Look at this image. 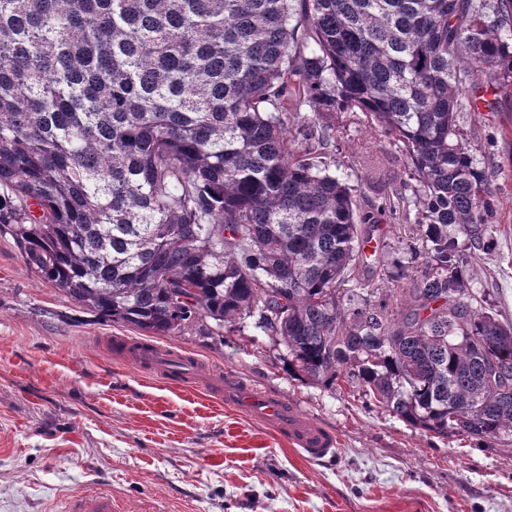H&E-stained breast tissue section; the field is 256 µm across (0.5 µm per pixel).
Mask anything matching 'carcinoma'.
<instances>
[{"instance_id": "1", "label": "carcinoma", "mask_w": 512, "mask_h": 512, "mask_svg": "<svg viewBox=\"0 0 512 512\" xmlns=\"http://www.w3.org/2000/svg\"><path fill=\"white\" fill-rule=\"evenodd\" d=\"M509 84L512 0H0V237L114 322L252 318L288 375L491 448L512 324L467 286L495 203L459 119ZM350 114L403 149L426 225L395 312L337 293L378 269L328 171Z\"/></svg>"}]
</instances>
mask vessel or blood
Wrapping results in <instances>:
<instances>
[{
    "label": "vessel or blood",
    "mask_w": 512,
    "mask_h": 512,
    "mask_svg": "<svg viewBox=\"0 0 512 512\" xmlns=\"http://www.w3.org/2000/svg\"><path fill=\"white\" fill-rule=\"evenodd\" d=\"M115 345L123 360L143 371L161 379H179L190 386L207 389L222 397L225 405L245 408L307 460L331 459L337 454L339 438L330 428L237 375L220 374L197 358L150 343L119 338ZM59 512H113L112 496L106 492H75L62 501Z\"/></svg>",
    "instance_id": "b4317fda"
}]
</instances>
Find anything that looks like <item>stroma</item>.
Segmentation results:
<instances>
[{"mask_svg": "<svg viewBox=\"0 0 512 512\" xmlns=\"http://www.w3.org/2000/svg\"><path fill=\"white\" fill-rule=\"evenodd\" d=\"M463 131L495 195L494 245L468 270L512 323V86L463 113ZM336 174L383 206L381 251L419 282L425 249L405 153L345 119ZM133 327L71 301L0 238V512H53L68 493L111 491L123 512H512V446L430 438L349 388L290 377L286 348L252 320L222 335L187 329L154 342L238 374L337 431L326 463L305 460L265 426L203 390L161 381L114 355Z\"/></svg>", "mask_w": 512, "mask_h": 512, "instance_id": "1", "label": "stroma"}]
</instances>
